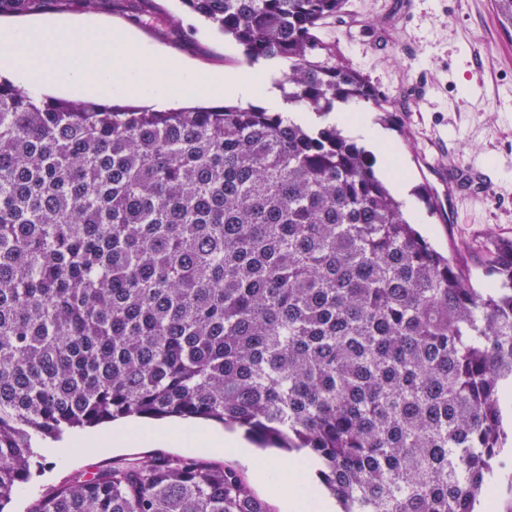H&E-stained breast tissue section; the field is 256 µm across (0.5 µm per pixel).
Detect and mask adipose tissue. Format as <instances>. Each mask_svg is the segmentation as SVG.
I'll return each instance as SVG.
<instances>
[{
  "instance_id": "adipose-tissue-1",
  "label": "adipose tissue",
  "mask_w": 512,
  "mask_h": 512,
  "mask_svg": "<svg viewBox=\"0 0 512 512\" xmlns=\"http://www.w3.org/2000/svg\"><path fill=\"white\" fill-rule=\"evenodd\" d=\"M135 438L186 444L212 451L223 448L231 450L242 459L254 463L259 481L268 489L275 493L287 492V512H336V501L323 495L314 480V462L287 463L276 459L256 462L250 446L220 425L197 423L190 426H134L109 423L93 428L77 438L63 436L58 445L62 448H118Z\"/></svg>"
}]
</instances>
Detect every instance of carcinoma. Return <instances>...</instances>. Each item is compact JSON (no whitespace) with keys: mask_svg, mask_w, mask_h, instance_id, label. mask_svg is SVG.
Wrapping results in <instances>:
<instances>
[{"mask_svg":"<svg viewBox=\"0 0 512 512\" xmlns=\"http://www.w3.org/2000/svg\"><path fill=\"white\" fill-rule=\"evenodd\" d=\"M319 116L379 90L318 37L346 0H182ZM512 30V0H494ZM479 291L334 125L38 98L0 78V512L33 437L138 415L320 463L341 512H475L512 379V240ZM32 512H272L228 465L147 457Z\"/></svg>","mask_w":512,"mask_h":512,"instance_id":"1","label":"carcinoma"}]
</instances>
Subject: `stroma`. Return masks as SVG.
Listing matches in <instances>:
<instances>
[{
    "mask_svg": "<svg viewBox=\"0 0 512 512\" xmlns=\"http://www.w3.org/2000/svg\"><path fill=\"white\" fill-rule=\"evenodd\" d=\"M398 2L346 0L343 15L325 22L320 37L383 96L380 112L364 101L354 105L372 113L390 138L384 151H370L373 163H381L383 154L395 155L396 171L412 175L421 235L459 259L473 287L485 288L493 282L485 273L490 251L512 239V104L505 97L512 91V38L499 25L493 0H406L403 9ZM86 15L204 76L252 70L232 37L216 32L180 0H99L92 12L80 0H34L26 14L0 16V28ZM470 167L486 177L479 195L462 199L449 193L445 172ZM503 428L507 438L484 491L489 512H512V422ZM154 455L193 456L175 444L142 441L35 459L33 476L17 488L9 512H30L39 498L76 475ZM195 456L234 467L272 512H284L283 498L267 490L241 458L224 450Z\"/></svg>",
    "mask_w": 512,
    "mask_h": 512,
    "instance_id": "obj_1",
    "label": "stroma"
}]
</instances>
